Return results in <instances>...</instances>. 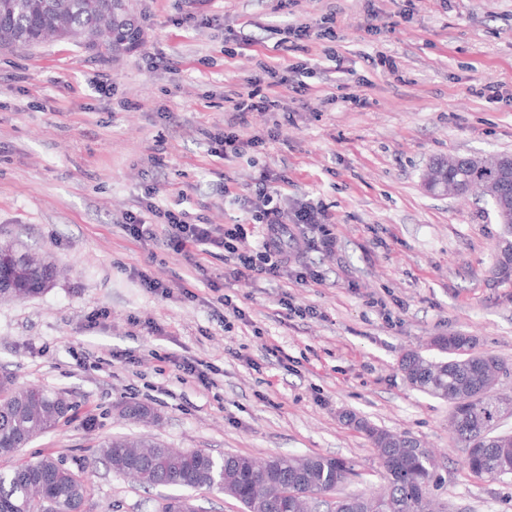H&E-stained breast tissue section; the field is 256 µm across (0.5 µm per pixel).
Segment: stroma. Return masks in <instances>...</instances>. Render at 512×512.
<instances>
[{
	"instance_id": "obj_1",
	"label": "stroma",
	"mask_w": 512,
	"mask_h": 512,
	"mask_svg": "<svg viewBox=\"0 0 512 512\" xmlns=\"http://www.w3.org/2000/svg\"><path fill=\"white\" fill-rule=\"evenodd\" d=\"M143 33L117 58L76 42L0 51V242H19L63 266L39 296L0 301V378L62 394L75 407L66 426L0 457V469L50 455L92 487L89 512H157L185 495L177 486H132L94 455L101 441L149 434L184 451L328 456L355 476L345 494L378 491L370 441L353 413L416 438L440 483L430 496L458 512H512V479H475L448 427L447 401L412 388L398 369L430 340L465 332L478 352L512 369V276L497 275L507 237L484 202L428 194L433 159L512 154V0H132ZM336 16L335 49L362 102L344 99L322 43L299 41L286 56L306 70V94L277 88L290 114L280 141L229 161L206 154V132L224 130L228 100L273 54L289 18L318 26ZM251 48H244V41ZM493 87L494 99L474 94ZM163 155L164 167L152 158ZM287 175L283 203L312 202L333 218V254L297 236L293 257L321 283L224 281V261L203 273L162 242L141 245L126 213L186 194L208 224L245 223L223 192L245 193L261 171ZM144 270L170 290L148 291ZM198 278L196 299L179 293ZM244 310L224 330L219 289ZM318 309L287 316L279 303ZM386 302V325L373 300ZM286 350L271 360L268 345ZM134 355L114 364L113 353ZM218 369L207 389L166 354ZM139 403L155 421L123 418Z\"/></svg>"
}]
</instances>
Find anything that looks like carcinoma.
<instances>
[{
	"instance_id": "carcinoma-1",
	"label": "carcinoma",
	"mask_w": 512,
	"mask_h": 512,
	"mask_svg": "<svg viewBox=\"0 0 512 512\" xmlns=\"http://www.w3.org/2000/svg\"><path fill=\"white\" fill-rule=\"evenodd\" d=\"M13 10L0 17V40L27 45L44 35L48 16L31 10L28 0H15ZM70 13L68 36L91 30L97 13L89 0H65ZM491 170L475 167L466 157L448 171V181L479 186ZM54 277L45 260L11 243L0 244V294L25 299L42 294ZM433 345L444 358L431 360L416 351L405 352L400 370L415 389L448 401L454 438L466 449L465 465L476 477H512V445L497 440L472 445L482 430L500 427L509 403L488 388L486 374L502 365L488 353H476L474 337L455 333L436 336ZM0 381V455L28 444L30 435L58 429L71 420L72 407L62 395L38 387L11 388ZM349 423L363 433L378 452L379 475L387 482L380 496L338 497L335 492L352 475L342 459L274 456L259 464L252 458L226 454L220 458L202 449L179 451L152 440L111 438L98 449V459L115 475L143 489L179 486L217 490L238 500L245 512H312L318 502L330 512H443L433 506L427 486L435 478L428 451L407 434H393L370 421L353 417ZM91 495L87 482L58 459L44 456L23 461L0 472V512H85ZM161 512H199L190 496L174 497Z\"/></svg>"
}]
</instances>
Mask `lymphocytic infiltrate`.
I'll return each mask as SVG.
<instances>
[{
  "label": "lymphocytic infiltrate",
  "mask_w": 512,
  "mask_h": 512,
  "mask_svg": "<svg viewBox=\"0 0 512 512\" xmlns=\"http://www.w3.org/2000/svg\"><path fill=\"white\" fill-rule=\"evenodd\" d=\"M260 70L259 76L248 79L246 91L234 98L224 134L210 148V156L226 161L257 147V140L240 139L238 128L248 125L254 114L281 110L278 93L270 87L262 88L260 79L264 73L276 74V67L264 63ZM287 183L283 174L260 175L254 194L242 199L250 212L246 225L207 224L187 208L176 205L165 209L150 202L143 211L128 213L123 228L137 242L162 241L194 269H201L206 257L217 255L224 259L225 278H259L276 283L288 273L295 229L309 228L310 246L318 252H335L339 243L336 226L324 207L305 202L290 210L281 205ZM253 230L258 236L252 241L248 235Z\"/></svg>",
  "instance_id": "f902f5d3"
}]
</instances>
